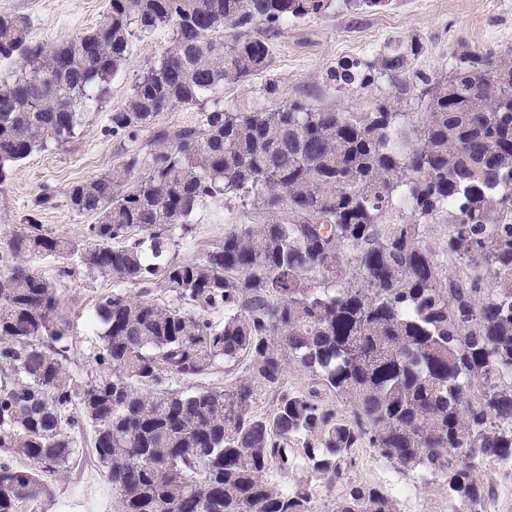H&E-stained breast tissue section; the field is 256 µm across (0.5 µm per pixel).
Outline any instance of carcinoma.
Listing matches in <instances>:
<instances>
[{
    "mask_svg": "<svg viewBox=\"0 0 512 512\" xmlns=\"http://www.w3.org/2000/svg\"><path fill=\"white\" fill-rule=\"evenodd\" d=\"M338 1L352 13L387 2L109 0L102 24L50 47L26 17L0 16V61L20 60L0 77V184L66 143L132 40L162 28L169 45L112 113V135L198 108L66 190L72 211L98 214L82 240L39 224L47 190L0 252V453L25 460L0 462V512L40 498L88 428L118 512H318V493L339 485L331 512H399L352 478L366 444L443 480L452 512H482L478 464L512 463V59L471 52L441 83L419 77L416 120L384 99L371 112L205 104L268 67L279 26ZM406 64L398 48L331 77L401 88ZM229 197L267 222L230 224L204 260L179 258L197 211ZM434 224L448 231L432 245ZM21 255L57 259L62 277L75 258L112 279L95 310V371L80 383L55 285ZM156 283L169 301L124 291ZM221 363L241 370L231 388L197 384ZM292 367L302 390L288 388ZM273 471L288 487L267 481Z\"/></svg>",
    "mask_w": 512,
    "mask_h": 512,
    "instance_id": "1",
    "label": "carcinoma"
}]
</instances>
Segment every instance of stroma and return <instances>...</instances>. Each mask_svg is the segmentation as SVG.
Listing matches in <instances>:
<instances>
[{
    "instance_id": "obj_1",
    "label": "stroma",
    "mask_w": 512,
    "mask_h": 512,
    "mask_svg": "<svg viewBox=\"0 0 512 512\" xmlns=\"http://www.w3.org/2000/svg\"><path fill=\"white\" fill-rule=\"evenodd\" d=\"M108 0H0V15H23L34 40L53 46L98 26ZM168 44L166 31L133 42L128 60L114 78L104 102L85 109L81 125L63 146L33 153L9 179L0 184V247L16 233L37 194L52 188V206L40 214L44 228L54 235L76 238L94 215L72 213L64 193L73 183L111 172L126 152L141 148L159 126H176L194 119L195 109L177 107L159 113L152 126L139 130L136 140H120L110 133V115L126 100L132 80ZM408 51L406 89L380 82L360 89L336 85L331 73L339 63L377 58L395 46ZM270 63L243 81L224 85V105L248 112L262 105L275 108L304 101L319 110L372 111L376 100L388 99L397 111L420 113L418 76L443 79L455 55L463 52H500L512 49V0H391L388 7L357 16L343 11L283 25L269 41ZM277 96L264 100L267 84ZM265 216L236 200L210 202L198 212L192 239L180 247L185 259L202 258L224 238L230 224H259ZM24 265L58 287V324L68 328L73 342L70 368L77 379L90 375L99 338L88 325L101 298L113 291L108 278L94 277L83 268L60 277L53 259L23 257ZM83 455L71 470L47 481L38 500L20 512H117V501L102 468L92 454L90 434L78 435ZM353 478L395 493L401 483L414 488L412 500H399L400 512H448V489L442 481L426 480L381 458L372 448L359 449Z\"/></svg>"
}]
</instances>
